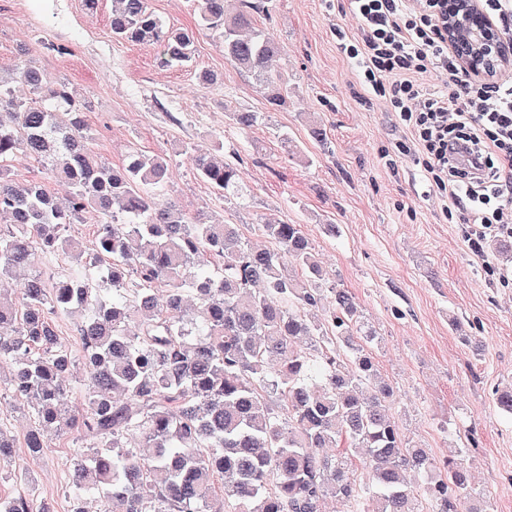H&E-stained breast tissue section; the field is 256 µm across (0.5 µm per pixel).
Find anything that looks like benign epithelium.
Wrapping results in <instances>:
<instances>
[{"label":"benign epithelium","instance_id":"7a95c632","mask_svg":"<svg viewBox=\"0 0 512 512\" xmlns=\"http://www.w3.org/2000/svg\"><path fill=\"white\" fill-rule=\"evenodd\" d=\"M464 26L472 38L461 41L456 30ZM448 45L462 68L476 78H490L497 69L512 65V43L500 38L479 0H448Z\"/></svg>","mask_w":512,"mask_h":512}]
</instances>
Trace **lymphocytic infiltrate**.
Listing matches in <instances>:
<instances>
[{
    "label": "lymphocytic infiltrate",
    "mask_w": 512,
    "mask_h": 512,
    "mask_svg": "<svg viewBox=\"0 0 512 512\" xmlns=\"http://www.w3.org/2000/svg\"><path fill=\"white\" fill-rule=\"evenodd\" d=\"M360 34L344 44L363 84L388 97L423 156L431 186L465 211L474 229L467 247L480 255L491 238H512V83H458L448 46V0H347ZM430 70L459 92H424Z\"/></svg>",
    "instance_id": "lymphocytic-infiltrate-1"
}]
</instances>
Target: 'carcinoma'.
<instances>
[{
    "mask_svg": "<svg viewBox=\"0 0 512 512\" xmlns=\"http://www.w3.org/2000/svg\"><path fill=\"white\" fill-rule=\"evenodd\" d=\"M252 9L199 0L200 26L225 58L257 74L278 109L288 85L269 69L278 47ZM112 34L158 45L170 66L195 61L194 36L166 27L149 0H112ZM15 79L39 99H16L0 78V111L10 116L0 119V281L59 252L102 268L94 283L38 273L17 299L0 287V359L15 361L9 384L33 416L25 448L38 454L67 433L77 445L70 512H85L90 493L103 496L105 512H208L217 491L226 512H324L328 497L350 512H423L426 499L438 512H487L463 449L437 462L406 439L370 349L377 336L351 293L330 288L333 308L319 311L324 273L300 225H261L270 248L244 240L237 224L183 214L163 198L164 158L99 160L67 83L44 85L29 59ZM19 152L70 184L66 207L40 183L11 178ZM189 159L217 191L237 192L233 165L203 148ZM91 210L101 223L87 257L63 230ZM288 259L301 276L284 274ZM76 310L86 313L79 416L65 406L72 357L51 320ZM4 470L28 479L0 431ZM409 472L424 477L421 492ZM0 512L51 509L23 493L0 500Z\"/></svg>",
    "mask_w": 512,
    "mask_h": 512,
    "instance_id": "carcinoma-1",
    "label": "carcinoma"
}]
</instances>
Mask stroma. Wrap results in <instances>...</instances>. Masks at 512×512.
Masks as SVG:
<instances>
[{
  "label": "stroma",
  "instance_id": "1",
  "mask_svg": "<svg viewBox=\"0 0 512 512\" xmlns=\"http://www.w3.org/2000/svg\"><path fill=\"white\" fill-rule=\"evenodd\" d=\"M253 2L257 28L279 47L273 68L290 91L279 110L199 27L195 0H149L167 27L194 32V68L166 66L157 46L114 38L112 0H101L93 15L82 0H0V71L24 56L48 81H67L85 100L101 160L117 167L134 150L164 157L166 196L185 212L239 225L251 241L261 224L300 225L329 284L351 292L379 338L373 354L399 391L394 416L404 435L439 461L464 449L489 512H512V415L494 403L512 388V279L498 277L512 260L492 241L484 256L471 253L469 225L447 215L421 154L403 151L410 134L338 47L340 37L358 32L345 0ZM61 45L69 54L58 53ZM202 69L215 83L200 81ZM236 112L259 120L239 129ZM313 119L325 142L310 138ZM194 144L236 167L239 194L223 195L197 175L187 154ZM10 170L67 205L70 186L35 159L16 155ZM329 224L338 236L326 234ZM9 371L0 365V429L14 439L36 495L53 512H69L73 442L63 435L28 455L33 419L7 389Z\"/></svg>",
  "mask_w": 512,
  "mask_h": 512
}]
</instances>
